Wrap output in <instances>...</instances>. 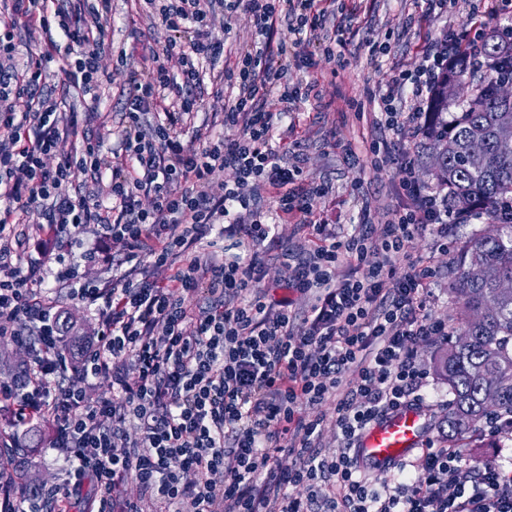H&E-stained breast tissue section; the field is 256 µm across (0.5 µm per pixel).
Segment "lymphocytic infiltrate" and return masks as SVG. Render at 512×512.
<instances>
[{"instance_id": "lymphocytic-infiltrate-1", "label": "lymphocytic infiltrate", "mask_w": 512, "mask_h": 512, "mask_svg": "<svg viewBox=\"0 0 512 512\" xmlns=\"http://www.w3.org/2000/svg\"><path fill=\"white\" fill-rule=\"evenodd\" d=\"M10 2L0 14V336L32 358L21 375L0 381V404L15 427L53 423L52 446L69 478L23 487L21 460L6 455L0 512H142L125 494L130 482L172 512H512V470L456 447L425 446L421 468L392 475L371 478L357 465L352 448L372 421L426 403L417 354L429 337L447 338L448 323L432 314L433 269L409 245L427 229L447 239L456 220L446 195L416 180L409 153L377 143L370 152L402 173V203L382 235L371 238L361 224L339 241L314 211L328 189L306 177L279 125L315 90L311 81L289 82L287 72L314 65L305 47L324 20L319 0H248L254 39L238 48L228 76L236 94L228 101L223 86L213 92L224 103V132L194 146L183 135L203 102L189 90L224 53L209 34L215 0H143L174 37L152 50L150 68L132 74L120 146L107 154L77 114L62 117L57 101L36 95L53 52L18 55L14 31L58 26L64 82L94 99L104 41L91 34L104 32L112 0L56 22L48 0ZM282 25L292 42H275ZM459 45L447 31L420 49L413 69L399 71L378 101L387 127L402 136L419 130ZM271 96L282 111L264 110ZM76 164L91 180H108L106 200L70 191ZM219 168L235 179L217 197L209 181ZM35 213L51 235L93 226L124 245L125 262L146 258L170 274L136 283L121 275L106 286L79 276L59 252L23 263L13 242ZM282 224L313 244L305 258L284 256L282 286L306 299L301 310L258 289V253L278 246ZM210 235L237 240L244 254L200 260L195 248ZM48 263L99 319L75 359L62 351L65 331L50 313ZM196 293L208 301L192 310L186 299ZM101 377L110 393L88 403L85 387ZM329 401L332 420L306 415ZM131 420L135 439L126 432ZM329 427L340 446L326 454L319 440Z\"/></svg>"}]
</instances>
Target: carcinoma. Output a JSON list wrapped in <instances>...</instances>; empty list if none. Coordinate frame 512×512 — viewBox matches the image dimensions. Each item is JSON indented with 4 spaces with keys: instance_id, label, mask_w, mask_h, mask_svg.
Returning a JSON list of instances; mask_svg holds the SVG:
<instances>
[{
    "instance_id": "carcinoma-1",
    "label": "carcinoma",
    "mask_w": 512,
    "mask_h": 512,
    "mask_svg": "<svg viewBox=\"0 0 512 512\" xmlns=\"http://www.w3.org/2000/svg\"><path fill=\"white\" fill-rule=\"evenodd\" d=\"M489 61L486 76L476 78L462 64L452 66L435 90L425 138L439 159L437 187L448 194V212L463 217L486 215L496 224L493 234H477L452 262L454 311L448 348L436 352L433 373L448 385V437L478 429L492 413L512 414V292L469 276L476 265L496 268L512 279V218L502 219L496 206L512 199V105L498 97L505 80L497 78L493 61L512 59V40L494 31L481 41ZM467 86L466 100L457 103L450 89ZM456 111L449 112L450 107ZM474 139L485 142V154L473 159ZM468 336L455 347V338Z\"/></svg>"
}]
</instances>
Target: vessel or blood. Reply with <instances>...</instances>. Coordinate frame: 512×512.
<instances>
[{"label": "vessel or blood", "mask_w": 512, "mask_h": 512, "mask_svg": "<svg viewBox=\"0 0 512 512\" xmlns=\"http://www.w3.org/2000/svg\"><path fill=\"white\" fill-rule=\"evenodd\" d=\"M428 414L415 407L391 412L372 424L355 444L362 468L385 472L417 451L429 428Z\"/></svg>", "instance_id": "vessel-or-blood-1"}]
</instances>
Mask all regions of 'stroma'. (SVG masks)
I'll list each match as a JSON object with an SVG mask.
<instances>
[{
    "label": "stroma",
    "mask_w": 512,
    "mask_h": 512,
    "mask_svg": "<svg viewBox=\"0 0 512 512\" xmlns=\"http://www.w3.org/2000/svg\"><path fill=\"white\" fill-rule=\"evenodd\" d=\"M326 9L327 25L342 23L351 28L349 64L335 74L326 66L314 70L318 96L303 109L304 132L298 139L297 150L304 159L305 175L328 184L329 194L318 201L316 209L335 225L339 239L343 240L353 234L356 225L387 223L391 211L401 203L397 166H372L367 151L370 142L384 139L415 157L423 155L421 134L403 138L378 124L373 97L385 93L398 71L414 67L415 48L423 40L439 35L445 28L463 32L474 20L480 21L486 30L492 29L494 23L479 11L477 0H456L443 17L428 14L423 0H328ZM169 38V32L156 25L148 11L135 10L132 0H112L104 65L113 80L104 84L100 99L68 90L61 74L54 72L41 82L38 91L79 112L85 126L99 132L104 148H111L122 130L131 71L143 70L149 63L150 48L165 44ZM371 41L387 43V51L371 55L367 47ZM123 47L135 50L133 58L125 64L115 58ZM234 61V56L226 54L207 69L196 90L204 98L205 108L192 117L189 130L206 135L223 132L224 108L212 97L214 78L231 68ZM348 142L354 146V154L343 151V144ZM490 228L486 218L457 225L444 250L439 249L430 233L416 236L412 254L431 262L436 269L430 285L435 316L444 318L452 313L449 297L454 257L474 235ZM92 249L110 252L111 262L86 265L82 256ZM122 257L121 244L103 241L93 229L87 228L76 232L68 261L81 274L108 285ZM53 435L51 424L44 421L27 432L16 430L9 409H0V441L19 448L26 460L22 478L28 486L57 485L67 477L68 466L63 456L51 447ZM454 440L465 456L512 467V433L495 438L469 433Z\"/></svg>",
    "instance_id": "stroma-1"
}]
</instances>
